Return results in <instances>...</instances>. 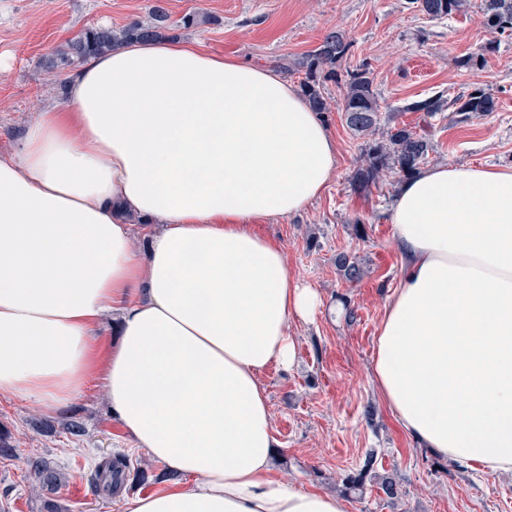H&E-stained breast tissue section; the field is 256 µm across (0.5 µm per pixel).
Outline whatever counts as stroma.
<instances>
[{
  "mask_svg": "<svg viewBox=\"0 0 512 512\" xmlns=\"http://www.w3.org/2000/svg\"><path fill=\"white\" fill-rule=\"evenodd\" d=\"M172 18L196 13L200 22L178 30L179 40L203 49L284 71L302 85L304 74L283 63L313 50L332 29L352 42L348 65L370 62L381 106V129L395 123L428 124L435 150L428 166L512 167V35L496 39L478 71L457 68V58L484 53L492 40L477 8L429 19L409 0H0V153L12 151L39 112L63 106L56 85L37 68L38 59L88 23L121 30L147 21L153 5ZM343 77L324 84V115L336 142L337 166L323 195L299 213L259 223L262 234L282 245L289 276L318 292L322 304L312 321H293L296 364L270 366L263 375L279 448L275 475L306 489L340 495L348 512H512V475L475 463L455 462L420 448L407 437L372 381L376 327L389 295L399 287L403 254L385 211L397 185L389 181L362 197L350 175L363 143L342 112ZM482 88L498 100L495 112L455 124L450 112L432 118L406 104L435 94L455 97ZM368 217L352 225L355 213ZM364 271L346 281L337 254ZM75 416L79 433L66 428ZM0 431L11 450L0 456V512H123L128 498L182 483L181 475L132 448L112 420L102 373L68 409L44 412L21 398H0ZM374 453L377 474L397 488L387 498L373 479L362 489L344 486ZM120 456L147 471L145 484H125L112 495L97 487L95 471ZM45 460L62 483L53 491L36 484L30 464Z\"/></svg>",
  "mask_w": 512,
  "mask_h": 512,
  "instance_id": "stroma-1",
  "label": "stroma"
}]
</instances>
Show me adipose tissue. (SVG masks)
Masks as SVG:
<instances>
[{
    "instance_id": "obj_1",
    "label": "adipose tissue",
    "mask_w": 512,
    "mask_h": 512,
    "mask_svg": "<svg viewBox=\"0 0 512 512\" xmlns=\"http://www.w3.org/2000/svg\"><path fill=\"white\" fill-rule=\"evenodd\" d=\"M335 166L321 114L270 68L179 41L88 60L0 157V395L67 407L115 314L110 412L184 478L124 512H347L273 474L262 375L293 364L289 324L321 300L255 228L318 198ZM387 220L404 263L374 384L419 447L512 472V168L419 171Z\"/></svg>"
}]
</instances>
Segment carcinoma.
Returning <instances> with one entry per match:
<instances>
[{
    "label": "carcinoma",
    "mask_w": 512,
    "mask_h": 512,
    "mask_svg": "<svg viewBox=\"0 0 512 512\" xmlns=\"http://www.w3.org/2000/svg\"><path fill=\"white\" fill-rule=\"evenodd\" d=\"M410 3L431 19L462 14L471 7L470 0H410ZM479 9L481 23L486 29L500 35H512V0H481ZM197 23L198 17L194 13L173 21L163 7L156 5L148 22L134 21L119 31L106 25L90 24L64 46L48 53L41 68L48 75L60 76L80 68L92 57L111 51L124 40L169 39L174 37L173 31L189 29ZM351 48L352 43L343 31L330 30L314 50L297 62V66L305 71L303 95L314 110L329 111L323 96V82L336 76V66L351 56ZM373 81L372 68L366 60L346 71L342 112L346 126L364 138L350 177L351 186L360 194L370 193L391 176L399 179L413 176L434 150L429 134L405 124L391 128L381 138L376 137L380 105ZM497 106L492 94L476 89L450 101L442 95L413 101L405 106V111L422 112L432 117L448 107L453 109L454 122L460 124L494 112ZM336 265L351 282L363 276L362 268L343 253L337 255ZM31 468L46 489L51 490L60 482V477L38 460L31 463ZM127 479L126 465L120 459L109 458L98 467L97 480L105 491L123 485Z\"/></svg>",
    "instance_id": "cac0c4a2"
}]
</instances>
